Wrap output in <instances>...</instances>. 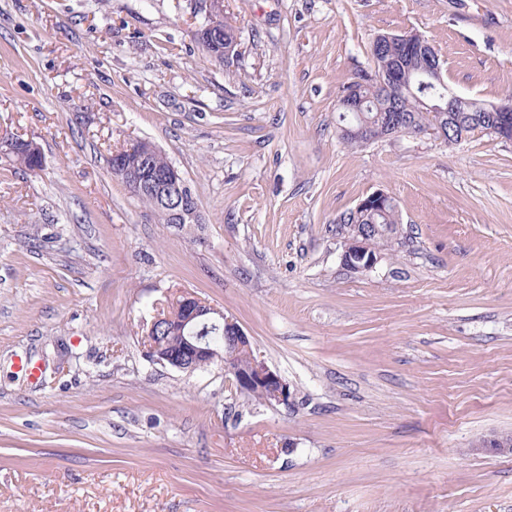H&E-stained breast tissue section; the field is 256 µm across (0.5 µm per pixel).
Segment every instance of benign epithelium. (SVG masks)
<instances>
[{"label":"benign epithelium","mask_w":512,"mask_h":512,"mask_svg":"<svg viewBox=\"0 0 512 512\" xmlns=\"http://www.w3.org/2000/svg\"><path fill=\"white\" fill-rule=\"evenodd\" d=\"M196 13L208 21L203 32L215 43L224 42V0H193ZM382 39L399 43L403 51H416L422 59V73L435 79L443 71V61L436 50L418 33L404 35L386 34ZM398 87L406 82V74L400 67L390 72L364 74ZM347 112L365 110L364 100L358 90H345L341 94ZM490 113L488 131L499 137L512 139V103L490 104L485 108ZM428 130L448 144H455L466 138L465 131L445 123L442 114H437L434 124ZM156 147L149 142L139 141L128 147L122 154L112 157V174L126 184L136 196H150L157 207L168 214L172 224L201 223L200 210L187 181L175 166L166 170H155L151 156ZM389 194L377 190L362 199L356 210L375 215L384 209ZM370 224L352 227L351 237L344 244L343 265L353 272H366L375 268L380 255L368 247ZM172 307L157 309V314L147 325L145 336L146 357L152 362L169 366L179 371H194L216 361L224 364V378L231 389L244 395L260 394L266 405L275 407L289 405L292 393L282 376L260 361L255 354L250 336L224 312L198 297L184 292L171 301ZM222 331L220 340L206 335L208 331ZM484 449L495 454L512 455V434H498L488 438Z\"/></svg>","instance_id":"benign-epithelium-1"}]
</instances>
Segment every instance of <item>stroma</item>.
<instances>
[{"instance_id":"stroma-1","label":"stroma","mask_w":512,"mask_h":512,"mask_svg":"<svg viewBox=\"0 0 512 512\" xmlns=\"http://www.w3.org/2000/svg\"><path fill=\"white\" fill-rule=\"evenodd\" d=\"M233 64L187 0H0V512H512V141L359 150L342 90L382 33L421 34L450 88L512 99V0H224ZM146 140L201 223L113 178ZM384 190L400 236L368 272L340 217ZM188 291L234 319L291 405L216 362L143 355ZM40 368L30 380L17 366Z\"/></svg>"}]
</instances>
